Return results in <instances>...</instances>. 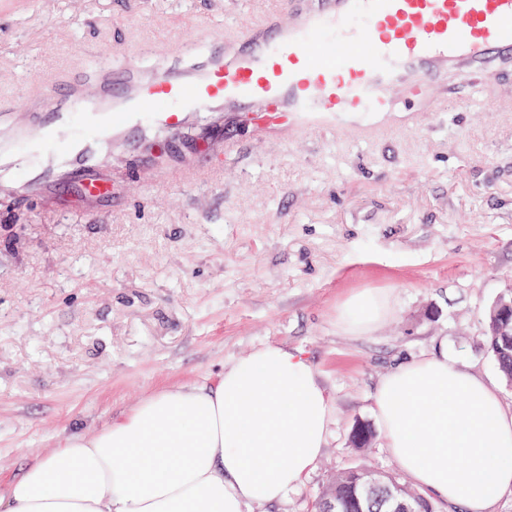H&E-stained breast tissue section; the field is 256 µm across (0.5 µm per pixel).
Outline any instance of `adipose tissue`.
<instances>
[{
	"label": "adipose tissue",
	"instance_id": "adipose-tissue-1",
	"mask_svg": "<svg viewBox=\"0 0 512 512\" xmlns=\"http://www.w3.org/2000/svg\"><path fill=\"white\" fill-rule=\"evenodd\" d=\"M374 407L385 446L422 490L466 512L512 492V412L447 352L399 364ZM335 407L299 353L267 343L217 385L184 381L124 420L70 432L0 494V512H248L312 470Z\"/></svg>",
	"mask_w": 512,
	"mask_h": 512
}]
</instances>
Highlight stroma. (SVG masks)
<instances>
[{
	"label": "stroma",
	"mask_w": 512,
	"mask_h": 512,
	"mask_svg": "<svg viewBox=\"0 0 512 512\" xmlns=\"http://www.w3.org/2000/svg\"><path fill=\"white\" fill-rule=\"evenodd\" d=\"M39 2L0 0V113L61 94L69 73L93 82L115 56L181 64L186 40L235 36L270 0ZM438 93L441 111L340 117L331 133L254 112L174 139L145 126L138 148L103 150L102 166H120L103 202L67 181L0 205V492L76 426L110 424L171 383H216L264 343L301 352L336 411L314 469L253 512H314L353 466L406 481L372 409L400 361L447 347L511 411L483 333L512 289V68ZM460 97L470 110L455 108ZM218 156L220 169L183 172ZM365 290L389 314L372 333L348 332L339 309ZM359 422L375 431L357 454Z\"/></svg>",
	"instance_id": "obj_1"
}]
</instances>
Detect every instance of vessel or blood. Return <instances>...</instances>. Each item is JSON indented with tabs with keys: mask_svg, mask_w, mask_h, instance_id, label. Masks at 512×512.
<instances>
[{
	"mask_svg": "<svg viewBox=\"0 0 512 512\" xmlns=\"http://www.w3.org/2000/svg\"><path fill=\"white\" fill-rule=\"evenodd\" d=\"M509 60L512 0H282L192 66H104L92 95L67 77L61 95L0 137V178L18 172L43 191L67 175L96 202L110 194L100 148L132 127L175 136L207 112H260L331 131L340 116L433 101L446 72L470 81Z\"/></svg>",
	"mask_w": 512,
	"mask_h": 512,
	"instance_id": "1",
	"label": "vessel or blood"
}]
</instances>
